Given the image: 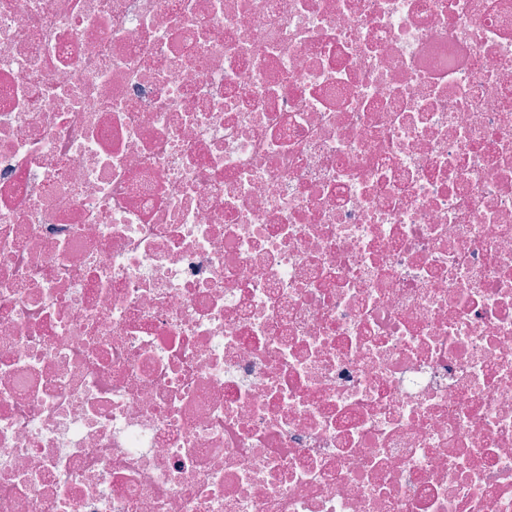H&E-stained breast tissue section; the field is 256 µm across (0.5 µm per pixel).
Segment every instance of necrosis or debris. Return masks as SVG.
I'll return each mask as SVG.
<instances>
[{
	"instance_id": "obj_1",
	"label": "necrosis or debris",
	"mask_w": 512,
	"mask_h": 512,
	"mask_svg": "<svg viewBox=\"0 0 512 512\" xmlns=\"http://www.w3.org/2000/svg\"><path fill=\"white\" fill-rule=\"evenodd\" d=\"M0 512H512V0H0Z\"/></svg>"
}]
</instances>
